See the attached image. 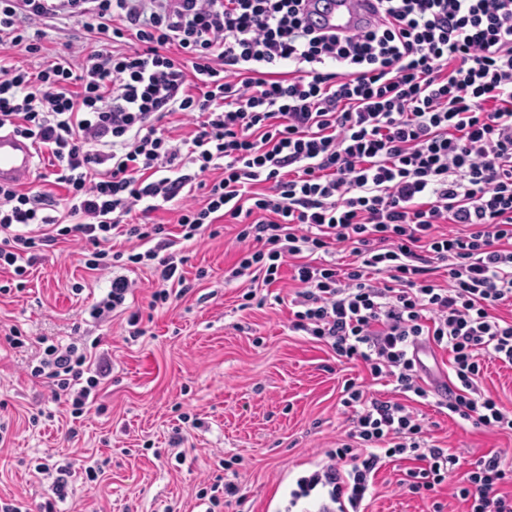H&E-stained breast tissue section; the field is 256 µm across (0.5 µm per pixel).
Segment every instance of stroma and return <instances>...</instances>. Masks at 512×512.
<instances>
[{
	"label": "stroma",
	"instance_id": "obj_1",
	"mask_svg": "<svg viewBox=\"0 0 512 512\" xmlns=\"http://www.w3.org/2000/svg\"><path fill=\"white\" fill-rule=\"evenodd\" d=\"M46 51L9 53L29 72L42 70L63 44H85L73 22L47 26ZM236 231L175 243L188 261L183 267L192 291L172 303L149 308L157 287L151 269L132 273L133 309L142 314V335L130 336L126 315L94 321L88 310L106 295L111 275L87 270L74 247L61 243L35 265L24 292L0 296V417L12 423L0 445V498L22 496L28 512H39L50 482L48 468L76 461L67 496L56 512H205L197 498L206 480L222 476L238 485L235 502L215 512H286L299 477L310 474L328 451L347 441L343 387L353 379L368 395L390 389L373 381L363 364L338 360L323 343L290 330L289 302L295 285L290 268L270 286L251 288L247 278L226 281L238 259ZM81 293H74V284ZM256 296L243 301L248 290ZM29 338L26 351L4 340L11 326ZM48 336L62 343L86 337L96 353L112 358V374L101 385L106 410L73 420L70 405L53 400L31 377L27 365ZM428 438L458 459L461 481L477 457L498 454L512 463V434L474 428L448 416L436 398L418 403ZM38 425H31L32 415ZM77 437H69V427ZM183 440L171 446L174 428ZM99 464L98 482L88 483L84 465ZM409 460L383 464L367 498L368 512H466L450 489L435 500L401 492L398 483Z\"/></svg>",
	"mask_w": 512,
	"mask_h": 512
}]
</instances>
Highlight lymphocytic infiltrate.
<instances>
[{
    "label": "lymphocytic infiltrate",
    "instance_id": "1",
    "mask_svg": "<svg viewBox=\"0 0 512 512\" xmlns=\"http://www.w3.org/2000/svg\"><path fill=\"white\" fill-rule=\"evenodd\" d=\"M304 2L0 0V130L52 167L42 189L0 185V293L24 291L44 251L69 242L91 271L153 269L154 308L191 289L174 240L236 224L231 278L269 286L290 267L291 330L395 393L346 382L349 441L294 499L321 486L341 512H366L384 460L409 459L402 491L451 483L467 512H512V465L484 455L453 482L456 456L429 443L411 406L431 394L418 347L444 349L442 408L512 433V411L478 386L486 361L512 365V319L495 314L512 304V0H375L373 23L347 35L316 31ZM63 19L93 45L82 64L71 45L35 74L8 62L14 48L41 55L43 24ZM174 115L188 136L165 128ZM171 202L174 235L151 220ZM338 246L347 267L325 258ZM133 291L113 278L91 317L137 326ZM40 343L31 376L73 418L91 414L111 359L76 337Z\"/></svg>",
    "mask_w": 512,
    "mask_h": 512
}]
</instances>
